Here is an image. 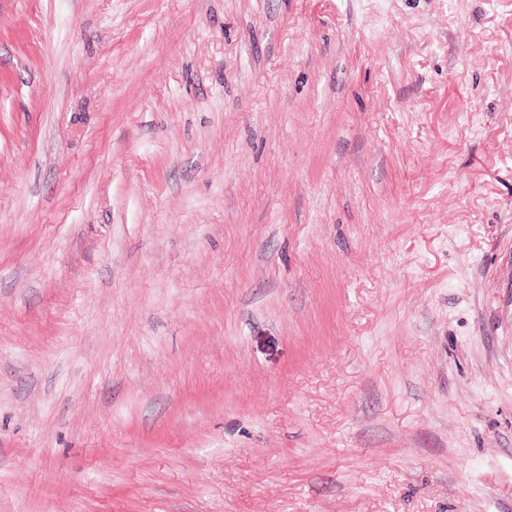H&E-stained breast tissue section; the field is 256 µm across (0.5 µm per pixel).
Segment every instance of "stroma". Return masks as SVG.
<instances>
[{"label": "stroma", "mask_w": 512, "mask_h": 512, "mask_svg": "<svg viewBox=\"0 0 512 512\" xmlns=\"http://www.w3.org/2000/svg\"><path fill=\"white\" fill-rule=\"evenodd\" d=\"M0 512H512V0H0Z\"/></svg>", "instance_id": "35a3bbf8"}]
</instances>
